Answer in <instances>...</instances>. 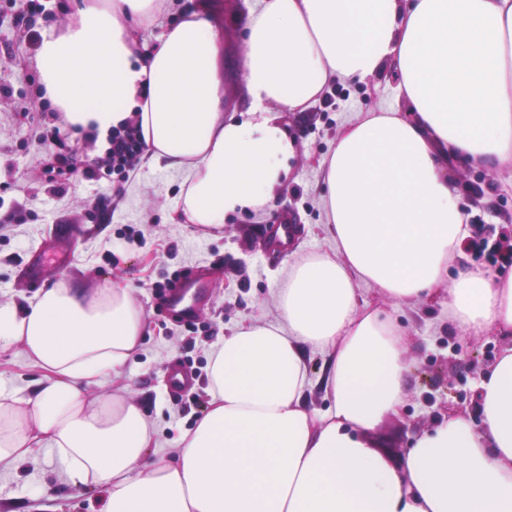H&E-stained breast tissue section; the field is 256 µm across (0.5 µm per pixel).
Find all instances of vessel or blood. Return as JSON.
<instances>
[{
    "label": "vessel or blood",
    "instance_id": "1",
    "mask_svg": "<svg viewBox=\"0 0 512 512\" xmlns=\"http://www.w3.org/2000/svg\"><path fill=\"white\" fill-rule=\"evenodd\" d=\"M296 237L294 225H276L272 235L264 240L263 251L270 257L286 253L289 243ZM215 276V268L209 265L196 267L184 274L173 287L165 290L159 301L162 312L178 324L197 319L209 303ZM167 382L170 392L180 395L194 387L195 375L188 365L176 360L170 366Z\"/></svg>",
    "mask_w": 512,
    "mask_h": 512
}]
</instances>
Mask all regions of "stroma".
I'll list each match as a JSON object with an SVG mask.
<instances>
[{
  "label": "stroma",
  "mask_w": 512,
  "mask_h": 512,
  "mask_svg": "<svg viewBox=\"0 0 512 512\" xmlns=\"http://www.w3.org/2000/svg\"><path fill=\"white\" fill-rule=\"evenodd\" d=\"M256 0H168L166 11L152 24L136 27L139 50L151 47L181 11L208 13L219 46V69L227 114L246 107L243 72L245 36ZM26 0H0V84L11 87L0 98V306L22 309L37 296L19 272L57 225H77L78 240H58L54 263L46 269L45 287L66 283L75 288L120 286L131 289L148 315L141 350L127 363L121 380L128 395L153 425L149 456L169 451L180 431L190 429L208 395L206 366L225 333L242 319L275 321L274 292L293 257L326 252L332 243L325 231L321 201V163L338 133L362 112L404 109L396 95L397 79L384 71L366 82L332 83L323 98L305 112L282 113V123L295 142L292 170L280 195L266 211L225 216L222 228L200 230L179 218L184 174L143 166L113 195L111 220L92 217L95 196L104 182H74L61 194L47 191L39 162L47 152L42 125L33 119L31 90L38 85L29 46L16 17ZM454 177L463 191L469 223L482 226L491 240L512 243V173L491 167L457 166ZM24 208L33 217L24 224L5 218ZM288 216L299 227V244L280 258L262 257L264 224ZM223 259L220 278L208 308L195 327L172 324L157 311L151 285L167 273ZM360 304L391 315L407 339L405 395L397 411L386 414L366 439L395 471H403L412 442L455 414L479 420L477 386L512 335L495 328L474 333L450 324L443 295L401 307L377 290L358 291ZM187 360L196 374L192 391L170 397L166 373L175 359ZM40 372L20 344L0 348V386L29 394ZM104 489L74 483L57 458L44 453L17 469L0 472V512H103Z\"/></svg>",
  "instance_id": "35a3bbf8"
}]
</instances>
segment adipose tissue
I'll list each match as a JSON object with an SVG mask.
<instances>
[{"label": "adipose tissue", "mask_w": 512, "mask_h": 512, "mask_svg": "<svg viewBox=\"0 0 512 512\" xmlns=\"http://www.w3.org/2000/svg\"><path fill=\"white\" fill-rule=\"evenodd\" d=\"M166 0H82L46 31L34 65L74 132L136 118L150 164L185 173L186 224L219 227L277 197L295 155L280 122L335 81L398 75L407 111L361 113L322 162L333 246L295 257L278 319L239 322L212 351L209 401L170 452L146 461L152 428L121 378L147 322L130 289H47L0 307V346L44 370L31 396L0 389V471L54 449L74 481L106 489L104 512H512V347L481 378L482 421L418 436L403 472L363 439L402 403L405 337L358 302L400 305L447 288L450 322L512 332V275L448 279L469 230L455 164L512 171V0H261L243 60L250 105L225 114L209 18L183 11L138 53L133 27ZM329 353L325 413L303 403L306 350Z\"/></svg>", "instance_id": "1"}]
</instances>
